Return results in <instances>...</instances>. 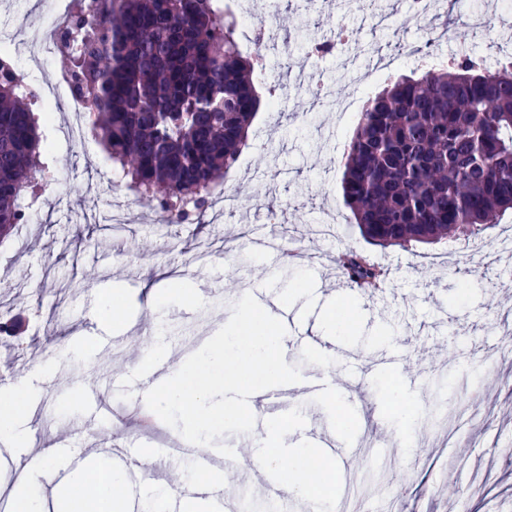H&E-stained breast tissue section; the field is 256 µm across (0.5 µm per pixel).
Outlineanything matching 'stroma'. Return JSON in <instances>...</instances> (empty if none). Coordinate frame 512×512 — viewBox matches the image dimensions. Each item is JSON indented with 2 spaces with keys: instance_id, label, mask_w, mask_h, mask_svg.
<instances>
[{
  "instance_id": "obj_1",
  "label": "stroma",
  "mask_w": 512,
  "mask_h": 512,
  "mask_svg": "<svg viewBox=\"0 0 512 512\" xmlns=\"http://www.w3.org/2000/svg\"><path fill=\"white\" fill-rule=\"evenodd\" d=\"M13 22V50L21 63L30 59L34 33L52 21L50 0H0V15ZM279 16L266 47V66L259 86L283 89L278 111L262 104L250 129L251 146L226 180L243 185L236 209L221 216L206 214L204 224H157L148 212L131 208V229L112 231V206L124 189H109L99 180L112 161L98 138L71 144L63 134L66 114L48 108L41 95L30 105L41 114L46 149L39 200L29 211L26 236L0 242V276L12 286L0 292V322L18 317L20 335H0V383L39 371L48 360L59 368L48 393L30 402L31 439L27 448L0 447V493L13 497L26 457L50 455L36 487L53 512L55 495L69 471L57 454L61 429L81 422L84 392L64 386L65 376L81 377L86 390H97L112 410L111 423L97 435L139 443L135 462L154 472L151 493L171 490L172 472L206 481L192 454L158 459L154 446L174 435L162 421L143 425L149 410L135 386L145 353L166 350L172 361L201 348L214 329L231 315L239 292H225L229 281L264 296L272 314L282 305L330 299L337 315L354 317L347 334L329 337V350L347 360L370 362L399 348L406 359L419 360L417 383L404 387L415 408L411 438L400 437L391 409L392 387L399 376L379 370L359 389L340 376L346 398L331 409L325 398L300 399L315 433L329 432L342 442L375 437L381 444L375 459L356 456L350 462L348 489L338 512H512V419L499 405L512 401V355L501 346L512 342V325L503 321L512 309V253L502 239H512V213L486 225L475 246L441 240L411 249L370 245L351 224L340 193V163L359 112L382 81L363 86L359 76L369 61L385 57L392 77L411 75L424 32L456 28L454 40L433 44L445 56L479 59L488 72L512 57V0H445L426 24L411 20L408 0H375V11L361 12L356 0H335L328 11L302 0H279ZM356 38L340 53L314 61L307 45L329 36L339 23ZM319 64L331 105H324L296 84L286 83L288 68ZM68 158L70 176L57 178V162ZM279 207L280 221H265L268 204ZM335 220L334 233L321 237L319 224ZM353 249L387 268L383 287L346 293L336 267L339 251ZM180 276V284L158 280V272ZM160 297L151 310L139 307L148 286ZM199 294L196 304L182 300L176 287ZM120 291L130 311L118 330L123 348L113 350L112 369L128 387H106L91 352L107 335L96 318L100 295ZM495 386L497 402L485 399ZM460 492L449 496V483Z\"/></svg>"
}]
</instances>
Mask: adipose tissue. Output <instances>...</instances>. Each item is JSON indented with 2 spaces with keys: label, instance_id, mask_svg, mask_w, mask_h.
Listing matches in <instances>:
<instances>
[{
  "label": "adipose tissue",
  "instance_id": "ef3b65f1",
  "mask_svg": "<svg viewBox=\"0 0 512 512\" xmlns=\"http://www.w3.org/2000/svg\"><path fill=\"white\" fill-rule=\"evenodd\" d=\"M52 384V368L17 385L0 390V436L20 447L28 446V403ZM46 463L45 457H31L18 476L19 492L12 503L13 512H45L43 499L34 487ZM127 481L124 468L88 467L72 473L65 483L62 512H129L126 497L119 491Z\"/></svg>",
  "mask_w": 512,
  "mask_h": 512
}]
</instances>
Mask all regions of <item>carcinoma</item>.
<instances>
[{
    "label": "carcinoma",
    "mask_w": 512,
    "mask_h": 512,
    "mask_svg": "<svg viewBox=\"0 0 512 512\" xmlns=\"http://www.w3.org/2000/svg\"><path fill=\"white\" fill-rule=\"evenodd\" d=\"M241 15L221 0H87L67 65L75 93L100 117V138L124 185L166 223L177 204L224 184L248 148L261 108L253 80L264 43L247 54ZM394 81L360 112L347 145L342 197L372 245L407 248L465 234L512 210V70ZM32 96L0 54V239L24 223L43 172ZM349 286L375 287L386 270L355 251L338 256Z\"/></svg>",
    "instance_id": "obj_1"
}]
</instances>
